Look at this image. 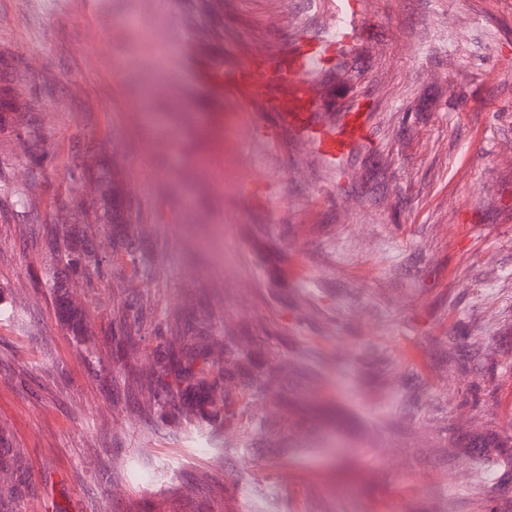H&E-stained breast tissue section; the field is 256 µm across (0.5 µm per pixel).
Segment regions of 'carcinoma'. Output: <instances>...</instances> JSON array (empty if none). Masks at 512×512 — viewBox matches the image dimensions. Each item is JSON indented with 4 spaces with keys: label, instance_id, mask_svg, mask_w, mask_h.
Instances as JSON below:
<instances>
[{
    "label": "carcinoma",
    "instance_id": "carcinoma-1",
    "mask_svg": "<svg viewBox=\"0 0 512 512\" xmlns=\"http://www.w3.org/2000/svg\"><path fill=\"white\" fill-rule=\"evenodd\" d=\"M353 89L351 76L346 64L326 73L320 83L322 106L332 107L345 100ZM16 86L8 77L6 68L0 65V134L30 138L34 130L28 124L27 114L18 104ZM82 178L96 177L99 187V210L105 224H133L137 220L131 193L125 185L108 173L107 165L99 163L98 172L93 174L80 171ZM60 289L57 302V316L60 324L72 335L80 336L84 331L85 309L74 303L68 293L66 283L57 284ZM166 374L171 382L164 384L166 393L178 396L180 402L190 399L197 415L210 421H229L236 416L234 405L228 403L222 392L224 381L236 376L251 373L250 364L236 363L225 371L215 369L210 357V348L199 343L193 346L172 347L166 350ZM469 448H484L489 459L504 462L512 458V453L502 449L512 448V435L494 434L471 439L466 442Z\"/></svg>",
    "mask_w": 512,
    "mask_h": 512
}]
</instances>
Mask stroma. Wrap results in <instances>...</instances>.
Instances as JSON below:
<instances>
[{"instance_id": "35a3bbf8", "label": "stroma", "mask_w": 512, "mask_h": 512, "mask_svg": "<svg viewBox=\"0 0 512 512\" xmlns=\"http://www.w3.org/2000/svg\"><path fill=\"white\" fill-rule=\"evenodd\" d=\"M341 3L369 143L333 167L204 79L331 36L321 0H0L50 158L0 135V488L26 479L0 512H512V470L475 481L459 445L512 429V0ZM152 33L177 89L147 98ZM98 153L136 223L75 204L68 167ZM76 245L101 265L66 271ZM209 341L260 364L229 426L156 383L167 347ZM56 288L60 289L57 302V316L60 324L73 336H81L84 331L85 309L73 303L65 282H59Z\"/></svg>"}]
</instances>
